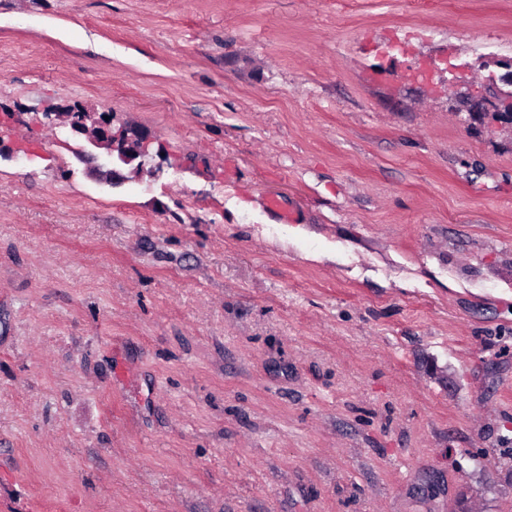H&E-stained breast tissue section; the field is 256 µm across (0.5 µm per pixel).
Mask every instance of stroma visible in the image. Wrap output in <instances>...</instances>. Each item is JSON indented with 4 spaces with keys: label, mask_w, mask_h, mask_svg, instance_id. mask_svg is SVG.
<instances>
[{
    "label": "stroma",
    "mask_w": 512,
    "mask_h": 512,
    "mask_svg": "<svg viewBox=\"0 0 512 512\" xmlns=\"http://www.w3.org/2000/svg\"><path fill=\"white\" fill-rule=\"evenodd\" d=\"M486 54L512 0H0V512H512ZM60 112H48L45 118L54 125L68 128L76 137H83L90 145L102 149L100 155L107 159L117 158L125 165H133V173H147L152 177L163 172V160L148 149L149 134L137 127L127 126L114 133L112 116L78 104L62 105ZM105 116L109 120H105ZM58 121V122H56ZM130 152V155H127Z\"/></svg>",
    "instance_id": "1"
}]
</instances>
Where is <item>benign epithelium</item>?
I'll use <instances>...</instances> for the list:
<instances>
[{"mask_svg":"<svg viewBox=\"0 0 512 512\" xmlns=\"http://www.w3.org/2000/svg\"><path fill=\"white\" fill-rule=\"evenodd\" d=\"M481 68L488 71L486 85L489 94L471 100L466 108L468 117L477 120L490 116L492 120L512 127V60L488 56L481 58ZM107 113L98 112L78 104H65L59 112H49L45 118L52 124L69 129L76 137L103 150L107 159L117 158L133 166V173H147L156 177L163 172V160L148 149L149 134L137 127L127 126L115 133Z\"/></svg>","mask_w":512,"mask_h":512,"instance_id":"7a95c632","label":"benign epithelium"}]
</instances>
